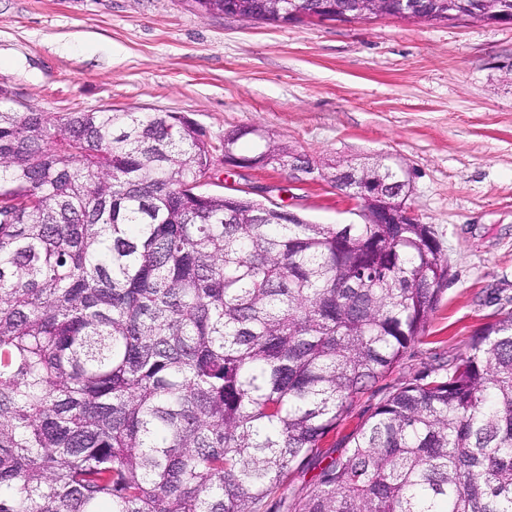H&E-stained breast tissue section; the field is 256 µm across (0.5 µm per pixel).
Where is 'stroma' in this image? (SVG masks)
Here are the masks:
<instances>
[{
	"label": "stroma",
	"mask_w": 512,
	"mask_h": 512,
	"mask_svg": "<svg viewBox=\"0 0 512 512\" xmlns=\"http://www.w3.org/2000/svg\"><path fill=\"white\" fill-rule=\"evenodd\" d=\"M4 107L178 112L216 148L205 191L272 199L316 224L359 223L330 176L225 168L255 126L317 167H402L449 275L426 333L325 441L340 447L392 386L464 354L512 311V26L390 17L288 25L202 16L188 0H0Z\"/></svg>",
	"instance_id": "35a3bbf8"
}]
</instances>
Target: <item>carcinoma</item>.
Returning a JSON list of instances; mask_svg holds the SVG:
<instances>
[{"instance_id": "obj_1", "label": "carcinoma", "mask_w": 512, "mask_h": 512, "mask_svg": "<svg viewBox=\"0 0 512 512\" xmlns=\"http://www.w3.org/2000/svg\"><path fill=\"white\" fill-rule=\"evenodd\" d=\"M447 1L512 14L415 0ZM248 135L259 166L292 156L225 145ZM212 160L175 112L0 109V512H512V311L323 449L424 334L448 259L428 224L205 193ZM348 170L397 199L400 169Z\"/></svg>"}]
</instances>
